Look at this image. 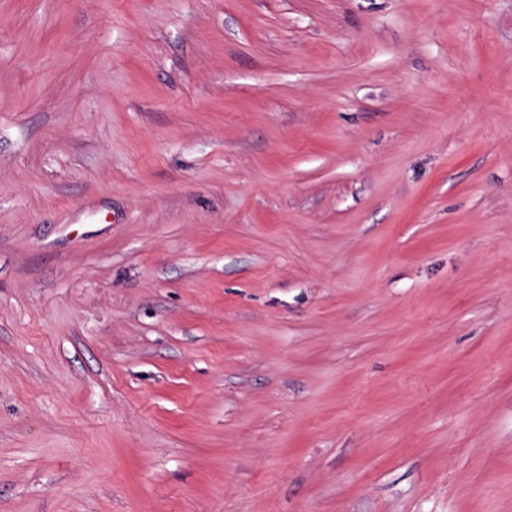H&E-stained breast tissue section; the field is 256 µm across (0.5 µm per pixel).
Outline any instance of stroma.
I'll return each instance as SVG.
<instances>
[{
	"instance_id": "35a3bbf8",
	"label": "stroma",
	"mask_w": 512,
	"mask_h": 512,
	"mask_svg": "<svg viewBox=\"0 0 512 512\" xmlns=\"http://www.w3.org/2000/svg\"><path fill=\"white\" fill-rule=\"evenodd\" d=\"M0 512H512V0H0Z\"/></svg>"
}]
</instances>
